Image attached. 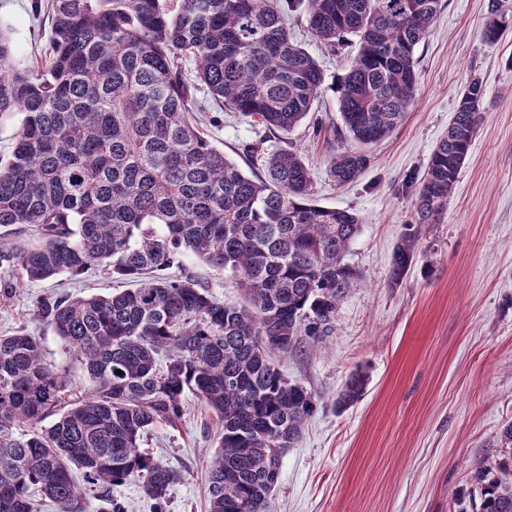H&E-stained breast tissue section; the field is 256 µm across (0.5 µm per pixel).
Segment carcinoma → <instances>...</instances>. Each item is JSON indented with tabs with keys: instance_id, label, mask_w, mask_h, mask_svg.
Masks as SVG:
<instances>
[{
	"instance_id": "obj_1",
	"label": "carcinoma",
	"mask_w": 512,
	"mask_h": 512,
	"mask_svg": "<svg viewBox=\"0 0 512 512\" xmlns=\"http://www.w3.org/2000/svg\"><path fill=\"white\" fill-rule=\"evenodd\" d=\"M441 0H52L53 57L16 67L0 29V118L23 114L0 156V227L26 225L34 245H0V268L43 281L104 267L130 287L90 298L58 295L36 318L50 326L94 382L66 401V370L44 362L41 338L20 328L0 336V512H34L39 489L58 512H127L112 488L142 482L155 512L181 472L140 448L157 424L174 425L186 394L220 426L210 464L208 512H266L284 453L317 408L271 354L318 346L336 332L340 302L359 280L345 262L361 219L317 204L299 156L243 147L263 174L230 161L193 119L195 91L274 135L307 118L325 85L316 59L288 30L304 11L330 53L350 40L334 81L339 187L371 161L369 147L402 122L418 84L417 47ZM512 30V11L489 0L483 42ZM197 64V83L181 61ZM483 81L471 78L448 133L434 149L414 220L433 224L447 205L483 118ZM191 253L230 271L245 304L169 270ZM415 257L412 236L394 248L391 284ZM366 374L349 376L336 404L357 402ZM56 417L49 426L43 422ZM495 465L476 464L477 512H512V423Z\"/></svg>"
}]
</instances>
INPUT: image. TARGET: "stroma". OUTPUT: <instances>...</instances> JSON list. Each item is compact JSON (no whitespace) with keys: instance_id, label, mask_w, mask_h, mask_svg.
I'll use <instances>...</instances> for the list:
<instances>
[{"instance_id":"stroma-1","label":"stroma","mask_w":512,"mask_h":512,"mask_svg":"<svg viewBox=\"0 0 512 512\" xmlns=\"http://www.w3.org/2000/svg\"><path fill=\"white\" fill-rule=\"evenodd\" d=\"M32 3L0 0V26L8 28L22 67L46 63L51 53L49 20ZM488 3L443 0L416 50L414 103L372 148L369 167L354 183L334 185L331 138L313 130L314 117H338L331 89L323 90L311 118L265 144L302 158L317 204L362 220L346 256L361 278L338 308L335 335L273 359L319 402L281 459L266 512H462L454 493L468 487L470 465L500 456L495 437L512 421V32L498 43L482 42ZM473 75L485 84L484 118L438 223L417 225L420 180ZM196 118L235 162L263 134L250 119L213 104ZM409 234L415 259L394 286L392 252ZM182 273L224 302L241 300L230 273L197 257L183 260ZM118 286L100 270L75 281H15L13 291L0 293V335L24 326L41 336L47 361L69 367L73 394L86 393L87 374L34 311L60 293L104 295ZM358 369L368 377L364 395L338 408L339 392ZM216 446L213 413L191 396L177 426L153 427L143 449L182 473L166 512H207Z\"/></svg>"}]
</instances>
